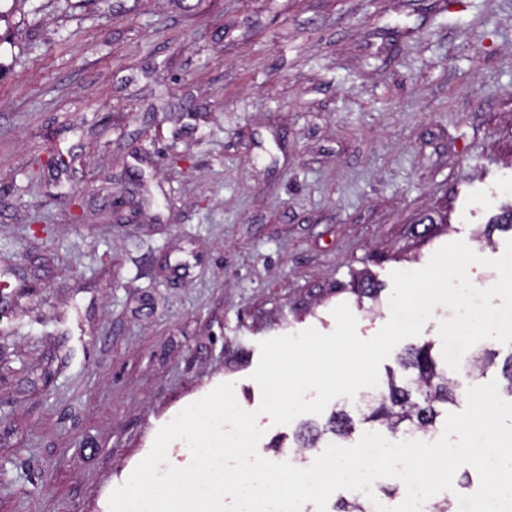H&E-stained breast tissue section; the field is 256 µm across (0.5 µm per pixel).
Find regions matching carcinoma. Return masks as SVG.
I'll list each match as a JSON object with an SVG mask.
<instances>
[{
  "mask_svg": "<svg viewBox=\"0 0 512 512\" xmlns=\"http://www.w3.org/2000/svg\"><path fill=\"white\" fill-rule=\"evenodd\" d=\"M495 358V352L486 350L472 357L470 367L482 376L494 365ZM399 365L407 376L399 382L394 373H389L377 395L359 410L360 419L364 423L379 422L393 434H426L434 428L439 416L437 406L457 400L455 382L448 377V373L438 369L429 342L405 350L399 356ZM353 430L350 414L343 410L336 411L325 427H305V432L297 437L295 452L302 454L318 447L327 434L340 440L346 439ZM334 512L370 510L367 502L361 498H344L338 501Z\"/></svg>",
  "mask_w": 512,
  "mask_h": 512,
  "instance_id": "carcinoma-1",
  "label": "carcinoma"
}]
</instances>
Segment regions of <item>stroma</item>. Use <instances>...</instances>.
Segmentation results:
<instances>
[{
  "label": "stroma",
  "mask_w": 512,
  "mask_h": 512,
  "mask_svg": "<svg viewBox=\"0 0 512 512\" xmlns=\"http://www.w3.org/2000/svg\"><path fill=\"white\" fill-rule=\"evenodd\" d=\"M509 205L512 0H16L0 512H108L184 407L257 409L260 341L342 303L372 337L392 271L500 257ZM327 419L260 416L258 452Z\"/></svg>",
  "instance_id": "1"
}]
</instances>
